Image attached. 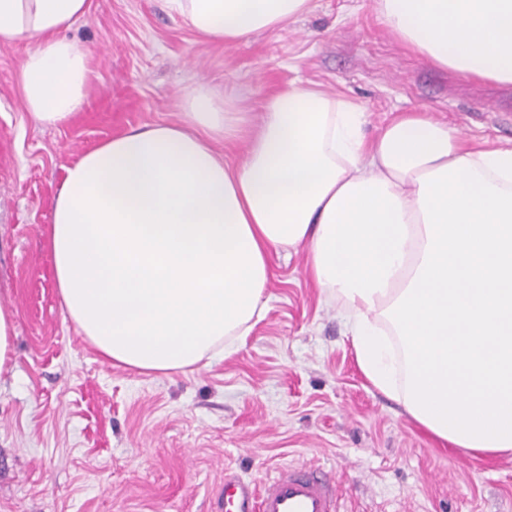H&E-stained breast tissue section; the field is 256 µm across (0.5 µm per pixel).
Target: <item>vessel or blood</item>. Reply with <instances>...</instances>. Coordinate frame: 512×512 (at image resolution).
<instances>
[{"instance_id":"1","label":"vessel or blood","mask_w":512,"mask_h":512,"mask_svg":"<svg viewBox=\"0 0 512 512\" xmlns=\"http://www.w3.org/2000/svg\"><path fill=\"white\" fill-rule=\"evenodd\" d=\"M339 485L319 468L279 471L264 483L224 477L211 512H339Z\"/></svg>"}]
</instances>
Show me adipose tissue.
Wrapping results in <instances>:
<instances>
[{
  "label": "adipose tissue",
  "instance_id": "ef3b65f1",
  "mask_svg": "<svg viewBox=\"0 0 512 512\" xmlns=\"http://www.w3.org/2000/svg\"><path fill=\"white\" fill-rule=\"evenodd\" d=\"M232 46L313 0H168ZM384 25L457 74L512 85V0H378ZM89 0H0V45L29 42L21 94L42 125L86 102L91 57L65 31ZM181 123L112 137L67 170L45 229L76 332L112 364L193 370L236 352L268 310L271 253L343 311L373 388L438 440L512 455V148L422 112L366 139L365 112L316 87L270 96L260 125L197 84ZM245 142L229 163L214 138Z\"/></svg>",
  "mask_w": 512,
  "mask_h": 512
}]
</instances>
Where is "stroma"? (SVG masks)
<instances>
[{
	"label": "stroma",
	"mask_w": 512,
	"mask_h": 512,
	"mask_svg": "<svg viewBox=\"0 0 512 512\" xmlns=\"http://www.w3.org/2000/svg\"><path fill=\"white\" fill-rule=\"evenodd\" d=\"M67 36L92 55L84 109L44 128L24 111L25 45L0 47V512H209L225 474L315 464L343 512H512V458L442 444L361 373L338 305L304 258H270L268 312L243 348L188 374L104 361L67 319L43 229L67 168L130 129L182 118L199 83L259 111L313 83L360 103L367 137L424 112L482 147L512 146V87L436 67L388 32L376 0H314L234 45L198 37L166 0H90ZM13 331L11 316L0 307V368L11 360Z\"/></svg>",
	"instance_id": "stroma-1"
}]
</instances>
